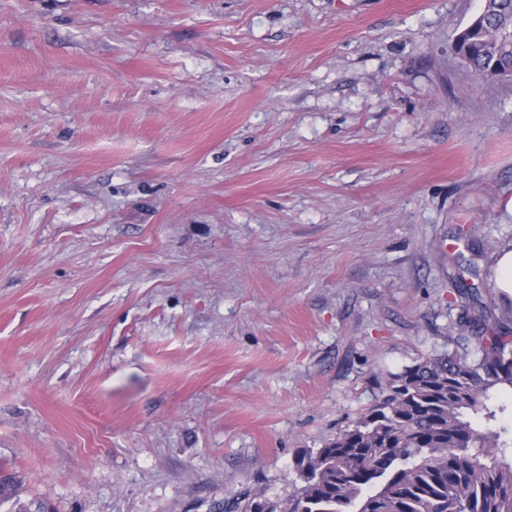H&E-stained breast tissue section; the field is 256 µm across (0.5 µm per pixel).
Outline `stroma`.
Here are the masks:
<instances>
[{"label":"stroma","instance_id":"stroma-1","mask_svg":"<svg viewBox=\"0 0 512 512\" xmlns=\"http://www.w3.org/2000/svg\"><path fill=\"white\" fill-rule=\"evenodd\" d=\"M483 0H0V512L284 502L379 384L512 326ZM495 288L512 297V249H503L498 257Z\"/></svg>","mask_w":512,"mask_h":512}]
</instances>
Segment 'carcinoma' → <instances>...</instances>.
Here are the masks:
<instances>
[{
    "label": "carcinoma",
    "instance_id": "1",
    "mask_svg": "<svg viewBox=\"0 0 512 512\" xmlns=\"http://www.w3.org/2000/svg\"><path fill=\"white\" fill-rule=\"evenodd\" d=\"M486 23L457 50L472 71L512 69V0L486 5ZM457 350L426 357L378 386L373 404L336 439L296 459L301 484L285 502L247 495L242 512H512V425L479 430L468 413L512 387V328L460 317Z\"/></svg>",
    "mask_w": 512,
    "mask_h": 512
}]
</instances>
